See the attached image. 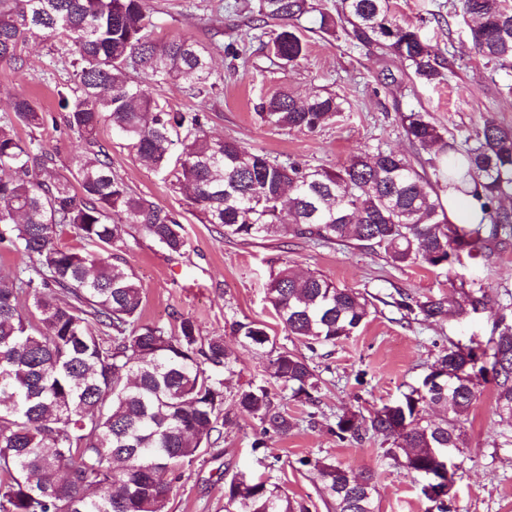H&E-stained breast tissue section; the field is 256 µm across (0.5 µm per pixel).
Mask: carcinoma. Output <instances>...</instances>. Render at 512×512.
I'll list each match as a JSON object with an SVG mask.
<instances>
[{"label":"carcinoma","instance_id":"1","mask_svg":"<svg viewBox=\"0 0 512 512\" xmlns=\"http://www.w3.org/2000/svg\"><path fill=\"white\" fill-rule=\"evenodd\" d=\"M282 22L272 37L276 58L299 61L305 43L295 20L307 0H264ZM471 46L501 70L512 69V7L506 0H459ZM336 26L362 45L409 62L427 84L443 79L445 60L417 28L390 16L388 0H341L337 17L320 13L319 28ZM45 34L71 58L73 79L58 92L65 125L78 135L73 179L49 168L35 138L44 113L25 96L0 120V243L29 263L0 275V512H169L168 475L197 459L223 436L224 376L237 358L221 336L202 339L183 317L176 330L141 321L142 291L125 261L112 254L135 225L161 248L187 245L177 215L132 193L112 170L98 140L112 126L138 160L189 192L203 224L243 241L285 231L318 244L350 242L380 250L393 266L425 265L449 275L461 253L473 256L512 233V129L493 117L464 146L426 112L401 115L406 138L428 154L430 184L402 154L368 150L334 168H306L254 152L207 131L203 108L175 110L157 89L183 82L206 96L216 87L207 48L191 37L162 41L144 0H0V63L21 64V47ZM269 122L313 131L343 111L339 97L297 98L281 92L263 105ZM181 145L180 153L174 147ZM472 196L477 224L448 220L440 192ZM72 232L80 247L60 243ZM395 304L423 322H439L485 306L482 290L459 298L397 291ZM267 298L285 331L310 345H336L366 323L371 303L360 291L284 260L270 275ZM485 348L455 345L394 401L365 418L336 416L342 442L368 434L392 440L385 456L423 480L422 494L448 512V478H434L464 445L462 422L476 400L475 379H491L494 410L512 422V320L502 307ZM230 332L263 349L266 327L235 320ZM266 372L298 402L313 405L318 383L308 360L271 350ZM240 413L264 433L296 427L265 385L237 390ZM439 407L438 421L425 418ZM313 465L321 495L336 512H376V475L326 460ZM224 512H308L267 479L233 476L224 484Z\"/></svg>","mask_w":512,"mask_h":512}]
</instances>
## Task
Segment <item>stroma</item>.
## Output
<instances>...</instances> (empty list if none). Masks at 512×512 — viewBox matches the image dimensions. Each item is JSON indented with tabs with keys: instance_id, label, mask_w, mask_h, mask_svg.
Segmentation results:
<instances>
[{
	"instance_id": "stroma-1",
	"label": "stroma",
	"mask_w": 512,
	"mask_h": 512,
	"mask_svg": "<svg viewBox=\"0 0 512 512\" xmlns=\"http://www.w3.org/2000/svg\"><path fill=\"white\" fill-rule=\"evenodd\" d=\"M316 10L303 15L298 30L307 43L298 64L289 67L270 54L266 44L276 21L261 22L262 0H146L147 11L162 40L191 35L212 55L215 89L192 96L186 85L169 84L160 95L174 108H205L213 136L231 139L260 153L304 166H335L364 151L381 148L426 160L406 139L399 116L429 112L458 141L474 139L486 118L512 127V73L497 70L466 41L456 16L457 0H390L400 24L423 23L434 51L452 66L444 80L428 85L408 63L381 49L353 44L344 34L319 28V14L335 12L340 0H311ZM22 68L0 64V118L9 116L15 96L30 97L50 117L36 131L19 127L20 137L36 134L59 175L69 176L79 150L77 134L63 122L57 89L70 82L68 56L54 41L37 36L23 47ZM303 97L328 92L344 99V110L329 125L313 131L289 130L268 123L261 105L279 92ZM98 138L109 149L112 168L136 195L179 214L188 245L172 254L138 229H130L117 253L135 273L142 289L141 319L171 329L180 318H193L202 337H223L237 358V372L224 383V410L230 420L219 444L180 470L171 483V512H224V482L236 473L263 475L283 485L309 512H336L318 492L313 460H329L377 478V512H437L420 493L417 478L384 455L388 443L378 436L338 441L331 427L338 414L369 416L417 383L443 350L486 341L512 303V238L476 258H462L450 276L421 265L392 267L380 252L351 245H319L288 234L241 241L221 236L199 223L185 191L140 163L109 126ZM305 273L317 272L337 285L367 293L375 310L354 336L309 349L287 335L266 299L270 273L282 260ZM482 289L490 298L480 313L428 324L408 318L394 298L403 289L416 295L455 297L458 285ZM266 325L276 346L309 360L318 378L316 404H301L271 384L264 353L244 347L231 335L235 320ZM270 385L285 404L296 428L286 435H263L261 423L240 414L237 389ZM466 446L454 458L455 484L450 512H512V427L494 414L492 384L478 382L477 400L463 422ZM266 439L271 460L261 465L251 454L256 439Z\"/></svg>"
}]
</instances>
